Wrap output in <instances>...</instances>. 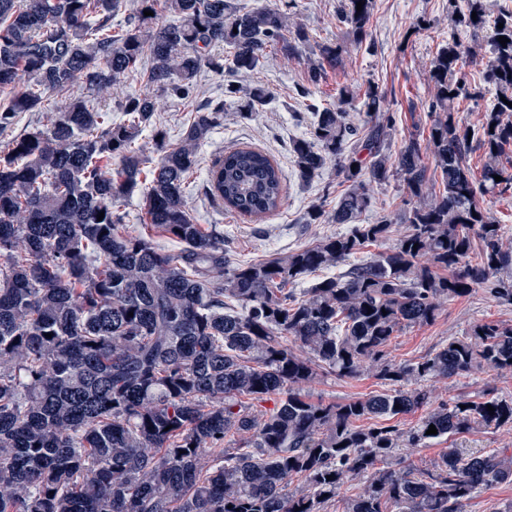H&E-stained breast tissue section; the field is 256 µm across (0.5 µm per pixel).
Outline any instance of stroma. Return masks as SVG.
<instances>
[{
	"mask_svg": "<svg viewBox=\"0 0 512 512\" xmlns=\"http://www.w3.org/2000/svg\"><path fill=\"white\" fill-rule=\"evenodd\" d=\"M287 7L291 23L306 27L310 41L299 55L283 57L267 49L262 67L250 76H239L241 84L261 83L269 92L268 103L258 111L243 114L242 102L224 94V83L230 73L202 69L196 94L189 99L159 98L155 121L178 141L194 112L206 104H223L224 122L214 129L199 153L201 162L186 184L185 198L194 223L223 238L225 249L234 262H259L274 255H285L310 246L322 237L344 232L341 224H307L303 215L320 200L323 186L332 193L325 202L333 211L345 188L336 182L334 166H326L311 183H302L296 171L290 144L309 135L316 111L334 105L341 86L356 88L358 95L348 108L352 122H360L365 110L362 94L368 84L378 85L388 94V104L397 115L391 150L399 152L408 133L427 132L429 121L425 104L433 85L429 63L438 47L455 32L451 21L454 11L464 9V0H376L370 21L369 44L359 47L351 43L344 27L336 19L341 0H276ZM335 43L341 51L337 66L326 68L322 80L311 83L308 68L318 45ZM489 61L481 52L470 63L473 75L470 93L461 97L457 112L461 123L477 130L482 113L492 107L495 92L481 75ZM230 146L255 147L266 152L281 168L286 192L279 209L262 218L241 216L213 204L207 190L209 170L217 156ZM374 208L363 214L362 223L370 224L387 216L393 219L397 232H404L402 216L407 193L399 177H391L384 185H373ZM124 216L129 234L150 238L156 245L178 251L174 241L149 224L142 190H134L116 203ZM495 321L512 325V304L501 303L482 289L444 303L431 324L404 329L395 340L392 359L399 363L418 362L447 344L449 338L462 335L473 323ZM386 387L378 377L364 373L343 378L320 371L308 384L306 393L312 400L342 403L368 394H380ZM435 399L455 401L480 397L512 398V374L484 372L456 377L433 385ZM451 448L466 452L512 449V430L473 432L421 448H405L404 459L422 471L433 470L440 455Z\"/></svg>",
	"mask_w": 512,
	"mask_h": 512,
	"instance_id": "1",
	"label": "stroma"
}]
</instances>
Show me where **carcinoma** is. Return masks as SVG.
Returning <instances> with one entry per match:
<instances>
[{
	"instance_id": "cac0c4a2",
	"label": "carcinoma",
	"mask_w": 512,
	"mask_h": 512,
	"mask_svg": "<svg viewBox=\"0 0 512 512\" xmlns=\"http://www.w3.org/2000/svg\"><path fill=\"white\" fill-rule=\"evenodd\" d=\"M342 0L337 20L356 44L369 36L375 0ZM123 0H0V131L43 99L65 97L50 124L33 126L0 150V512H324L349 481H362L345 512H462L481 490L512 483V452L454 448L432 472L389 462L401 448L512 427V399L434 401L427 382L485 370L512 373V326L482 321L414 364L391 359L405 328L432 323L441 304L482 288L512 304V250L503 247L477 195L512 190L503 157L512 152V11L495 16L485 80L495 104L468 138L455 104L468 93L467 62L453 36L429 65L434 93L428 136L410 134L397 158L395 117L385 92L364 91L363 127L348 118L355 98L315 113L308 138L292 142L299 178L327 164L348 189L330 215L314 203L304 223L347 224L287 255L239 265L224 240L204 234L185 201L187 175L221 119L197 110L178 143L153 129L160 159L145 188L149 223L177 239L179 254L121 229L114 201L136 188L145 157L134 148L151 126L149 93L125 97V119L107 122L88 94L137 75L186 98L203 66L235 74L257 69L267 48L286 57L306 29L270 5L238 0H135L134 23L112 34ZM152 15L146 16L144 12ZM477 17H472V14ZM485 0H465L455 27L479 39ZM503 28H498V24ZM509 39L499 43V37ZM227 45L231 57L201 52ZM340 47L318 46L310 80L336 63ZM224 93L253 110L268 91L228 84ZM482 151L481 177L468 155ZM432 155L442 189L428 188ZM121 177L112 178V159ZM400 174L407 231L393 248L327 277L299 295L292 285L360 254L393 232L374 207L371 183ZM502 180L497 182L494 176ZM224 208L261 218L281 206L284 183L270 156L232 147L212 165ZM104 213L97 220L98 213ZM480 250H475V242ZM52 337L47 338L45 334ZM301 353H295L288 342ZM374 373L392 389L344 403H314L302 392L317 369ZM275 399L256 415L247 400ZM494 411H488V407ZM425 410L416 425H383ZM437 433L428 435L429 426ZM238 435L241 448L224 447ZM217 455L204 460L206 450ZM304 485L289 489L293 478Z\"/></svg>"
}]
</instances>
